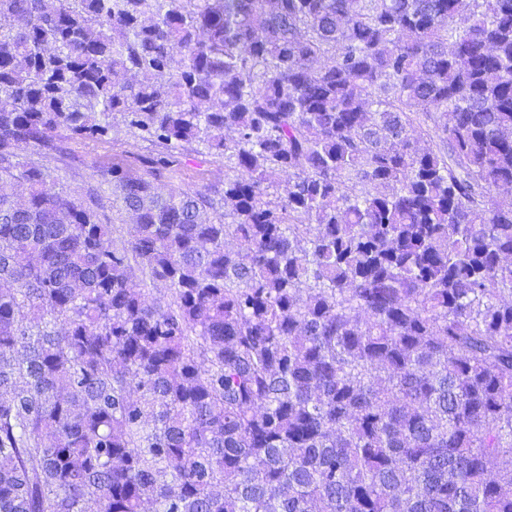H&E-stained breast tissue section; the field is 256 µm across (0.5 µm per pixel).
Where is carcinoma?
I'll list each match as a JSON object with an SVG mask.
<instances>
[{"label":"carcinoma","instance_id":"1","mask_svg":"<svg viewBox=\"0 0 512 512\" xmlns=\"http://www.w3.org/2000/svg\"><path fill=\"white\" fill-rule=\"evenodd\" d=\"M0 512H512V0H0ZM58 139L60 151L47 158L34 146L24 147L19 153L22 158L40 161L48 167L75 198L81 197L87 182L97 178L98 170L112 167V159L123 157L139 165L138 157H156L162 151L161 147L143 141L120 119L102 138L82 139L62 133ZM182 168L177 177L170 179L167 172L163 182L166 185L179 186L183 189H194L206 183H222L224 181V164L213 162L207 155L192 154L182 158ZM103 207L98 210V216L103 224H116L120 231L114 234V243L121 247V242L128 238V232L134 223L131 213L120 208L112 209V183L101 185Z\"/></svg>","mask_w":512,"mask_h":512}]
</instances>
